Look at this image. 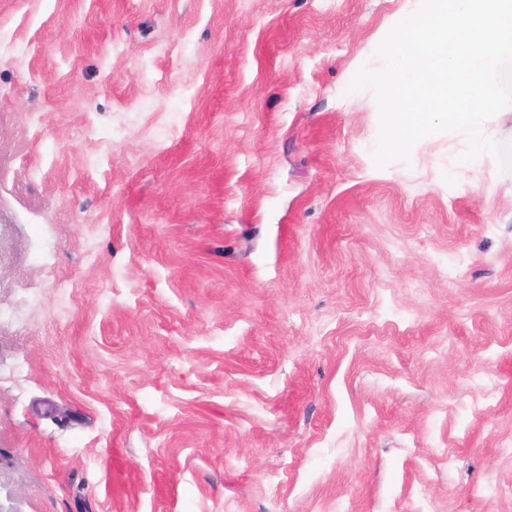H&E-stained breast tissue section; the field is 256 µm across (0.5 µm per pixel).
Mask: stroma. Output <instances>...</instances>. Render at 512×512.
<instances>
[{"instance_id":"stroma-1","label":"stroma","mask_w":512,"mask_h":512,"mask_svg":"<svg viewBox=\"0 0 512 512\" xmlns=\"http://www.w3.org/2000/svg\"><path fill=\"white\" fill-rule=\"evenodd\" d=\"M418 0H0V512H512V171L376 168Z\"/></svg>"}]
</instances>
